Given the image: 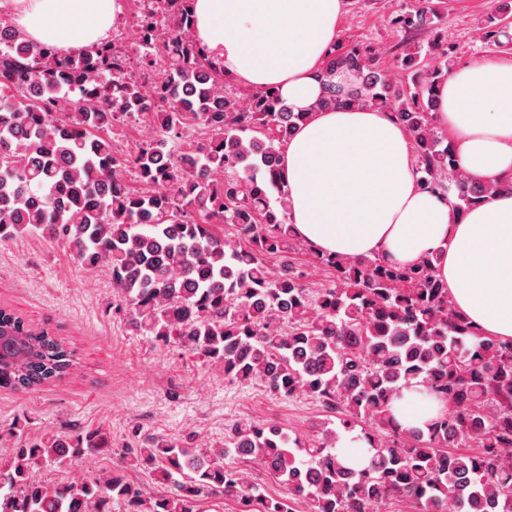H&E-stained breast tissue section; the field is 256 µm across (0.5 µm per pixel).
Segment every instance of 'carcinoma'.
Listing matches in <instances>:
<instances>
[{"mask_svg":"<svg viewBox=\"0 0 512 512\" xmlns=\"http://www.w3.org/2000/svg\"><path fill=\"white\" fill-rule=\"evenodd\" d=\"M431 0L395 18L430 34ZM136 52L107 41L77 55L30 42L0 26V240L39 234L66 247L88 270L107 267L131 324L151 340L258 381L271 393L306 394L338 427L302 440L269 423L241 420L216 450L143 437L105 476L62 484L34 477L45 463L76 462L112 450L96 428L40 439L15 433L0 461V512H196L200 498H232L240 512H512V342L484 336L453 307L435 273L437 256L413 264L382 257L320 254L289 221L279 182L280 147L307 117L276 91L240 105L224 91V68L192 36V0H142ZM405 51L411 81L382 69L375 50L335 47L327 70L357 73L358 88L326 84L319 105L387 109L412 135L420 186L456 176L457 211L500 189L457 172L448 136L431 123L436 87L452 67L433 37ZM163 59V80L143 74ZM152 124L133 154L116 151V122ZM204 138L185 145L186 128ZM133 174L140 188L127 182ZM233 229L224 236L218 225ZM303 250L333 273L312 289L302 272L270 256ZM71 352L50 330L0 308V389L29 392L63 379ZM444 410L427 430L402 427L392 403L414 382ZM365 443L369 463L349 466L340 432ZM473 444L475 450L457 448ZM250 459L288 490L268 497L249 475L224 464ZM147 466L167 486L147 496L124 469Z\"/></svg>","mask_w":512,"mask_h":512,"instance_id":"cac0c4a2","label":"carcinoma"}]
</instances>
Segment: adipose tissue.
I'll return each mask as SVG.
<instances>
[{"mask_svg":"<svg viewBox=\"0 0 512 512\" xmlns=\"http://www.w3.org/2000/svg\"><path fill=\"white\" fill-rule=\"evenodd\" d=\"M125 0H0V16L33 42L78 52L107 42ZM343 0H193L192 34L226 76L252 93L270 89L308 112L280 149V178L298 239L351 259L412 264L436 255L437 276L459 312L488 337L512 340V193L457 213L454 179L421 190L408 130L386 110L315 103L324 82L357 84L328 71ZM434 125L445 129L464 176L512 183V57L472 62L437 88ZM421 385L403 389L393 415L425 427L438 415Z\"/></svg>","mask_w":512,"mask_h":512,"instance_id":"obj_1","label":"adipose tissue"}]
</instances>
